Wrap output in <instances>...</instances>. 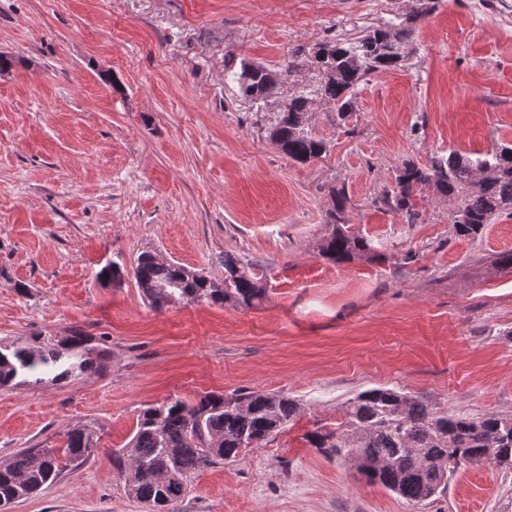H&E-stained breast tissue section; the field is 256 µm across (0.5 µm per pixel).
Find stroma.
<instances>
[{
    "label": "stroma",
    "mask_w": 512,
    "mask_h": 512,
    "mask_svg": "<svg viewBox=\"0 0 512 512\" xmlns=\"http://www.w3.org/2000/svg\"><path fill=\"white\" fill-rule=\"evenodd\" d=\"M422 0H0V351L57 350L68 376L0 386V462L61 448L87 426L96 451L9 512H145L112 465L144 409L239 389L303 411L262 446L205 468L174 512H506L512 473L457 470L416 510L359 481L305 436L335 428L372 387L437 411L512 416V213L475 240L453 202L422 188L416 224L375 207L402 160L512 146V0H434L398 69L374 75L338 121L315 103L326 154L298 165L270 130L313 91L310 59L264 102L240 96L226 53L278 69L296 48L355 41ZM374 261L319 254L331 187ZM152 252L211 278L250 260L252 308L152 310L132 273ZM119 263L120 281L100 279Z\"/></svg>",
    "instance_id": "1"
}]
</instances>
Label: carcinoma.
Listing matches in <instances>:
<instances>
[{"instance_id":"obj_1","label":"carcinoma","mask_w":512,"mask_h":512,"mask_svg":"<svg viewBox=\"0 0 512 512\" xmlns=\"http://www.w3.org/2000/svg\"><path fill=\"white\" fill-rule=\"evenodd\" d=\"M425 8L400 21L388 20L355 42L318 46L313 58L322 77L315 95L341 120L354 112L361 84L379 72L394 70L403 50L427 16ZM229 69L242 96L253 101L265 97L271 69L241 59ZM311 98L299 95L280 108L271 139L292 161L305 164L327 151L313 133L308 117ZM459 205L455 234L474 240L483 235L500 212L512 207V147L486 153L450 150L433 155L428 163L408 158L396 168L393 188L376 203L399 213L408 224L421 214L414 198L424 187ZM333 208L325 215L332 233L321 244V256L343 263L375 252L372 239L351 230L350 197L345 187L331 190ZM149 306L164 308L162 298L179 301L232 304L251 308L265 295L251 271V263L224 255V278L214 280L177 263L143 253L133 269ZM25 369L58 367L61 355L14 354ZM302 410L296 400L278 393L239 390L229 396L207 393L195 402L168 399L143 410L126 447L112 452L126 495L151 507L171 512L188 492L197 471L234 459L255 448L293 421ZM207 412L203 424L197 414ZM306 440L325 456L345 458L368 485H379L414 506L436 501L448 486L461 455L469 464L512 472V417L488 415L467 418L440 413L421 399L387 387L359 392L342 408L334 430L316 429ZM93 435L85 425L67 433L63 448H24L0 463V507L26 499L53 484L70 466L85 463L94 453Z\"/></svg>"}]
</instances>
